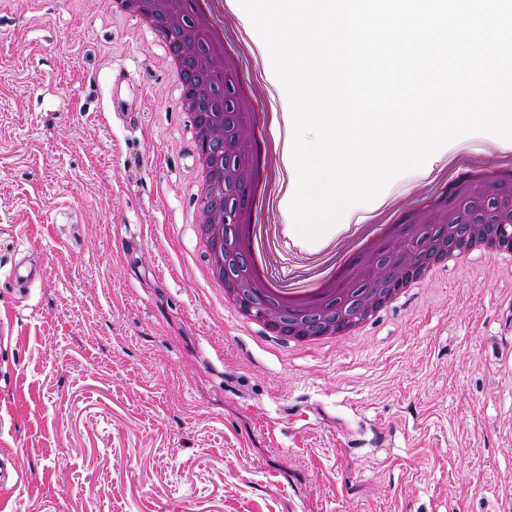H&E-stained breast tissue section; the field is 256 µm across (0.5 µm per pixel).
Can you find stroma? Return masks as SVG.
Masks as SVG:
<instances>
[{
	"label": "stroma",
	"instance_id": "stroma-1",
	"mask_svg": "<svg viewBox=\"0 0 512 512\" xmlns=\"http://www.w3.org/2000/svg\"><path fill=\"white\" fill-rule=\"evenodd\" d=\"M162 55L101 0L0 15V453L30 480L6 512H512V257L317 350L238 322ZM263 221L278 260L315 259Z\"/></svg>",
	"mask_w": 512,
	"mask_h": 512
}]
</instances>
